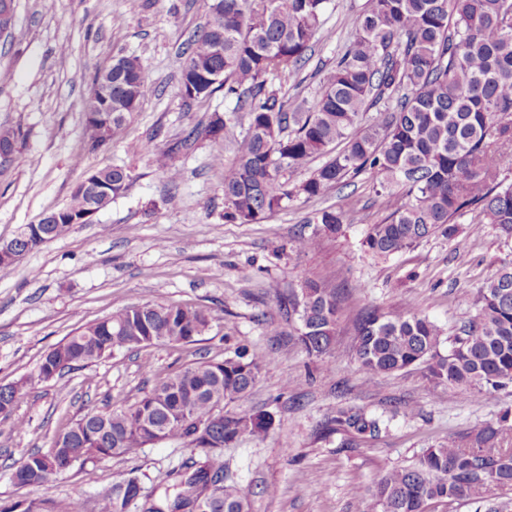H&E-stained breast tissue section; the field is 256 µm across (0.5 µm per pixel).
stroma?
Here are the masks:
<instances>
[{
	"label": "stroma",
	"mask_w": 512,
	"mask_h": 512,
	"mask_svg": "<svg viewBox=\"0 0 512 512\" xmlns=\"http://www.w3.org/2000/svg\"><path fill=\"white\" fill-rule=\"evenodd\" d=\"M369 0H330L305 64L302 83L277 90L288 110L311 107L322 74L335 66ZM208 0H15L9 34L0 37V126L20 129L24 143L0 165V240L17 236L45 214L65 207L86 171L106 165L129 170L127 191L91 224L0 271V385L23 382L15 416H0V505L25 498L97 497L113 483L138 476L145 490L191 455L184 443L162 441L109 460L74 464L36 490L10 480L11 465L91 410L139 400L156 381L201 359H219L245 344L275 352L235 412L272 414L263 440L244 438L224 450V471L251 491L252 512H364L352 487H370L386 471L410 464L424 449L463 436L512 407V389L469 398L435 385L415 368L365 382L352 345L357 320L369 308L392 312L404 304L436 322L453 339L476 314L475 299L512 240L473 213L459 218L452 240L432 237L389 257L368 254L362 242L385 222L395 201L366 172L323 196L292 198L258 224L224 220V170L246 121L216 136L181 143L232 110L215 92L198 101L179 91L182 51L205 24ZM136 56L147 71L137 112L108 145L91 149L84 102L94 75L117 56ZM167 151L178 183L151 160ZM341 208L338 233L314 224L316 213ZM315 238L310 251L297 234ZM314 279L338 294L336 336L328 369L316 367L296 342L279 304ZM159 301L204 309L211 327L198 342L121 350L92 366L44 381V355L81 326L117 310ZM354 404L378 419L380 431L357 438L336 429L338 406ZM276 494H268L269 486Z\"/></svg>",
	"instance_id": "35a3bbf8"
}]
</instances>
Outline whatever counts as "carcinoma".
Instances as JSON below:
<instances>
[{
    "label": "carcinoma",
    "mask_w": 512,
    "mask_h": 512,
    "mask_svg": "<svg viewBox=\"0 0 512 512\" xmlns=\"http://www.w3.org/2000/svg\"><path fill=\"white\" fill-rule=\"evenodd\" d=\"M328 0H210L207 27L186 48L180 93L187 100H244L247 128L236 158L224 173V220L263 222L293 196L308 198L346 185L372 171L381 186L405 188L389 218L371 227L367 251L378 257L402 252L431 236L453 239L457 219L478 211L512 239V184L498 180L512 147V0H370L354 39L336 67L320 79L319 98L308 112H287L269 77L295 78L309 59ZM146 72L136 56L113 59L99 70L85 115L100 111L101 91L112 98V126L91 143L112 142L144 94ZM384 103L383 118L366 114ZM342 149L293 184L289 174L307 168L331 146ZM169 181L178 169L167 154L153 155ZM112 195L131 181L119 166L101 168ZM316 223L340 230L343 212L324 210ZM296 321L297 341L325 369L336 335V292L306 279L282 302ZM475 319L441 351L442 331L411 305L395 312L367 310L359 320L353 351L370 382L411 367L435 383L476 396L512 387V261H503L476 299ZM210 327L205 310L148 301L82 326L54 346L39 366L43 380L92 365L116 350L188 344ZM275 352L246 345L222 359L198 361L159 380L134 404L90 411L58 434L50 448L15 467L12 481L43 487L67 468L48 462L119 458L161 440L181 441L193 455L166 472L163 495L144 492L136 476L91 500L28 499L0 512H251L250 492L224 476V447L243 437L263 438L273 427L268 413L225 410L245 398ZM336 426L357 435L379 432L377 419L341 407ZM512 413L466 438L448 437L409 466L395 467L368 489L354 487L373 512H427L432 501L465 499L484 512H507L490 502L499 487H512Z\"/></svg>",
    "instance_id": "carcinoma-1"
}]
</instances>
